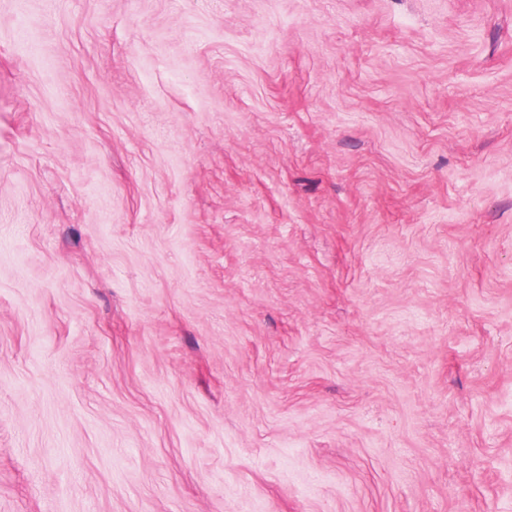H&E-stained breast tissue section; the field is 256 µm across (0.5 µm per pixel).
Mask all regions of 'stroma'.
<instances>
[{
	"instance_id": "35a3bbf8",
	"label": "stroma",
	"mask_w": 512,
	"mask_h": 512,
	"mask_svg": "<svg viewBox=\"0 0 512 512\" xmlns=\"http://www.w3.org/2000/svg\"><path fill=\"white\" fill-rule=\"evenodd\" d=\"M0 512H512V0H0Z\"/></svg>"
}]
</instances>
